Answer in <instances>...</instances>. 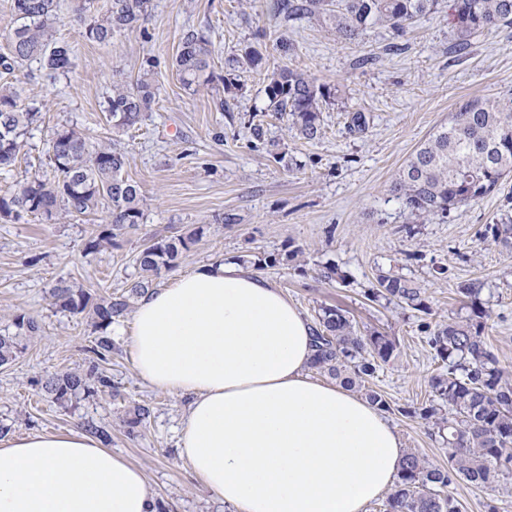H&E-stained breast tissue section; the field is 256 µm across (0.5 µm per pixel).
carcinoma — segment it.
<instances>
[{"instance_id": "1", "label": "carcinoma", "mask_w": 512, "mask_h": 512, "mask_svg": "<svg viewBox=\"0 0 512 512\" xmlns=\"http://www.w3.org/2000/svg\"><path fill=\"white\" fill-rule=\"evenodd\" d=\"M443 0H280L284 20L323 16L344 41H355L368 26L381 23L396 35L406 26L437 12ZM17 26L8 35L9 52L0 56V69L13 73L35 61L50 74L67 75L74 68L70 45L56 37L55 0H11ZM152 10L151 0H103L100 10L85 26V38L109 44L118 35L138 29ZM454 25V52L467 53L471 37L493 27H512V0H448ZM175 67L183 85L197 92L213 81L211 53L194 32L181 40ZM229 71L256 70L264 74L268 108L291 121L299 138L320 139L322 107L333 96L330 87L286 65L272 70L264 57L248 47L228 63ZM156 99L148 69L135 84L112 86L104 112L112 127L129 130L141 124ZM39 110L21 102L15 83L0 85V172H10L24 148L29 128ZM48 157L57 173L53 180H26L9 194L0 195V218L18 221L26 215L51 221L59 215L78 218L96 211L101 201L110 208L104 227L90 236L85 250L96 253L112 245L116 232L140 223L144 195L138 182L126 177L127 156L108 142L91 144L73 127L57 128L48 142ZM512 174V107L496 101H468L411 156L390 186V193L417 216L446 214L495 191ZM204 234L197 226L186 234L145 247L135 262L138 280L116 297L93 295L60 282L50 290L52 305L90 320L95 337L94 355L105 360L112 354L109 328L127 314L133 301L146 294L153 278L177 267L184 252ZM366 298L384 300L424 314L430 307L421 288L403 276L381 275ZM484 312L450 318L426 328V342L445 370L433 376L430 387L437 403L420 410L421 418L434 420L448 447V467H435L414 452L405 453L384 512H460L458 501L445 492L462 480L489 486L512 478V382L483 335ZM13 330H0V366L23 351L20 337L39 333V321L30 315L15 317ZM316 354L310 367L340 379L347 388L364 391L366 399L384 410L388 402L365 385L382 363L397 350L392 336L374 332L362 335L346 311L325 307L315 323ZM112 389L111 379L95 372H64L46 376L41 390L57 402L79 395L94 396ZM448 415H443V408ZM86 432L103 443L112 441L111 429L83 422Z\"/></svg>"}]
</instances>
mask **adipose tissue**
Wrapping results in <instances>:
<instances>
[{
	"label": "adipose tissue",
	"mask_w": 512,
	"mask_h": 512,
	"mask_svg": "<svg viewBox=\"0 0 512 512\" xmlns=\"http://www.w3.org/2000/svg\"><path fill=\"white\" fill-rule=\"evenodd\" d=\"M129 348L140 378L188 397L179 448L234 512H363L403 457L367 400L311 378L312 325L236 260L141 297ZM0 512H159L143 471L82 430L0 442Z\"/></svg>",
	"instance_id": "1"
}]
</instances>
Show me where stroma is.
I'll list each match as a JSON object with an SVG mask.
<instances>
[{
    "label": "stroma",
    "instance_id": "obj_1",
    "mask_svg": "<svg viewBox=\"0 0 512 512\" xmlns=\"http://www.w3.org/2000/svg\"><path fill=\"white\" fill-rule=\"evenodd\" d=\"M59 3L57 35L72 47L75 67L56 79L34 62L15 71L24 101L35 102L40 117L16 168L0 175V194L19 181L53 177L47 143L56 126L69 125L126 154L125 174L143 190V218L94 254L84 245L103 212L57 224L34 216L0 220V329L19 314L35 316L41 326L38 335L25 338L24 352L0 367V425L17 436L100 422L112 430V452L142 469L168 512H230L192 477L180 455L187 399L138 377L129 318L113 324L116 348L101 362L91 351L90 322L56 309L49 297L61 281L93 293H125L139 276L140 250L201 225V240L183 254L177 271L155 279V287H168L175 272L216 260L246 263L264 253L297 251L289 263L262 268V276L308 319L320 306L335 305L362 333L395 337L394 357L369 385L388 401L385 416L404 450L447 466L448 450L432 421L417 413L431 402L430 379L443 369L421 325L460 315L458 285L482 282L484 334L500 365L512 372V247L495 239L496 226L512 222V177L470 205L430 219L412 215L389 188L463 103H512V28L477 34L459 56L451 49L444 8L416 21L405 36L375 25L347 42L321 19L285 21L276 0H153L144 30L99 45L83 35L77 0ZM190 30L207 40L215 75L196 93L184 88L173 66ZM279 37L290 44L288 53L276 48ZM396 41L402 44L397 52L391 49ZM249 46L263 53L267 66L286 65L335 87L334 99L323 106L319 140L300 139L289 121L268 111L258 72L238 71L235 89L225 90L227 60ZM146 64L158 90L152 109L140 127L113 132L103 110L112 83L135 80ZM353 112L368 117L365 131H349ZM254 123L263 128L262 140L251 134ZM274 147L286 152L288 165L274 162ZM329 264L338 280L322 278ZM382 275L414 279L430 314L368 301L366 290ZM93 367L111 377L119 397L105 393L62 405L41 389L47 375ZM138 403L148 404L152 414L132 432L127 412ZM448 491L461 512H486L490 501L499 512H512V480L486 488L457 481Z\"/></svg>",
    "mask_w": 512,
    "mask_h": 512
}]
</instances>
